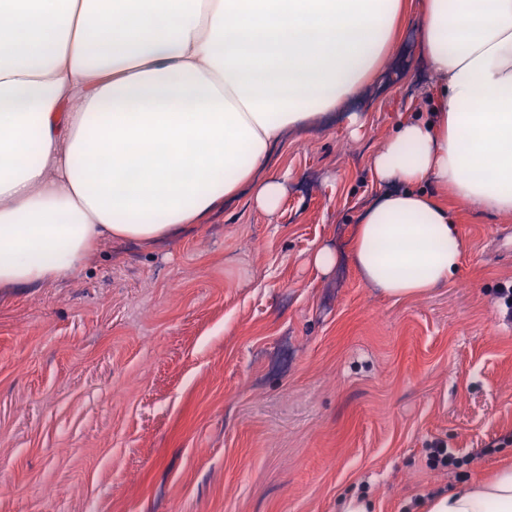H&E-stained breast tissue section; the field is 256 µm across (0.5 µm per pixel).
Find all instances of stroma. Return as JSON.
Listing matches in <instances>:
<instances>
[{"instance_id": "obj_1", "label": "stroma", "mask_w": 512, "mask_h": 512, "mask_svg": "<svg viewBox=\"0 0 512 512\" xmlns=\"http://www.w3.org/2000/svg\"><path fill=\"white\" fill-rule=\"evenodd\" d=\"M419 10L351 105L358 135L342 112L289 133L276 212L244 195L0 288V512H419L512 463V217L451 202L463 262L423 297L368 288L350 257L375 152L432 108ZM437 443L470 463L429 467Z\"/></svg>"}]
</instances>
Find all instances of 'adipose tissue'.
<instances>
[{"label": "adipose tissue", "instance_id": "adipose-tissue-1", "mask_svg": "<svg viewBox=\"0 0 512 512\" xmlns=\"http://www.w3.org/2000/svg\"><path fill=\"white\" fill-rule=\"evenodd\" d=\"M408 0H0V287L69 277L106 240L144 245L250 190L288 129L350 100ZM433 111L373 161L389 189L352 256L394 299L448 285L464 247L442 201L512 215V0H423ZM435 185L439 193L426 192ZM422 512H512V466Z\"/></svg>", "mask_w": 512, "mask_h": 512}]
</instances>
